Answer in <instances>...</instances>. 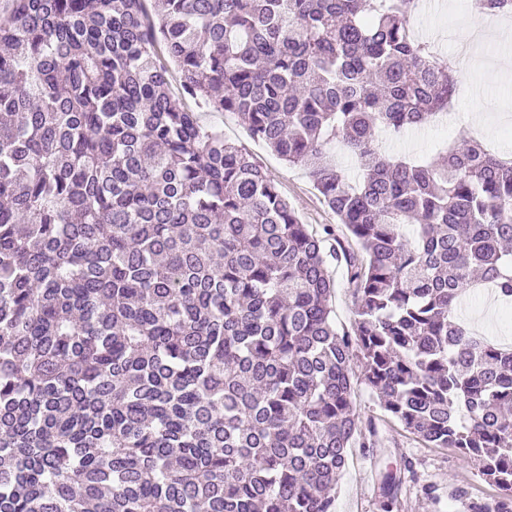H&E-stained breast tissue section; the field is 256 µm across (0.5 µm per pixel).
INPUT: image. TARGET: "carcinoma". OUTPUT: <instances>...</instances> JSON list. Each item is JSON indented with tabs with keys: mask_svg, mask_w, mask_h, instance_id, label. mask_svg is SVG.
<instances>
[{
	"mask_svg": "<svg viewBox=\"0 0 512 512\" xmlns=\"http://www.w3.org/2000/svg\"><path fill=\"white\" fill-rule=\"evenodd\" d=\"M145 2L0 0V512H336L361 383L502 491L471 512H512V349L459 315L512 300V158L382 149L454 93L410 0ZM174 80L338 225L311 232ZM188 103L195 112H199L203 124L224 125V135L252 153L257 162L268 169L281 184L289 203L298 212L304 224H310L314 229L321 228L323 224H337L336 216L323 204L302 168L289 166L255 142L234 115L213 112L211 108L195 104L193 100H188ZM331 271L336 282L335 294L331 301L336 324L350 331L354 318L355 298L352 291L347 288L343 268L336 266V262H333Z\"/></svg>",
	"mask_w": 512,
	"mask_h": 512,
	"instance_id": "obj_1",
	"label": "carcinoma"
}]
</instances>
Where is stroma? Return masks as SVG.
<instances>
[{"label":"stroma","mask_w":512,"mask_h":512,"mask_svg":"<svg viewBox=\"0 0 512 512\" xmlns=\"http://www.w3.org/2000/svg\"><path fill=\"white\" fill-rule=\"evenodd\" d=\"M471 19L462 0H444L442 7L414 15L411 25L415 35L426 32L437 38V47L445 54L452 49L447 34H460ZM468 87V93L454 99V120L449 127L431 126L418 134L387 139V149L418 161L438 162L446 148L460 143L466 113L481 105L487 122L473 127V135L495 150L512 152V123L500 118L501 112L512 106V71L495 74L483 66L472 67ZM198 112L203 124L223 125L227 138L268 169L304 223L314 228L335 223V215L323 204L302 168L288 165L255 142L234 115L215 112L204 105L199 106ZM464 319L492 340L512 345V312L497 299L465 310ZM356 406L362 426L373 428L375 434L370 447L352 448L336 487V512H382L381 476L388 469L403 479L395 512H470L472 503L491 502L499 497V490L485 482L458 450L425 447L392 422L366 387H358Z\"/></svg>","instance_id":"obj_1"}]
</instances>
